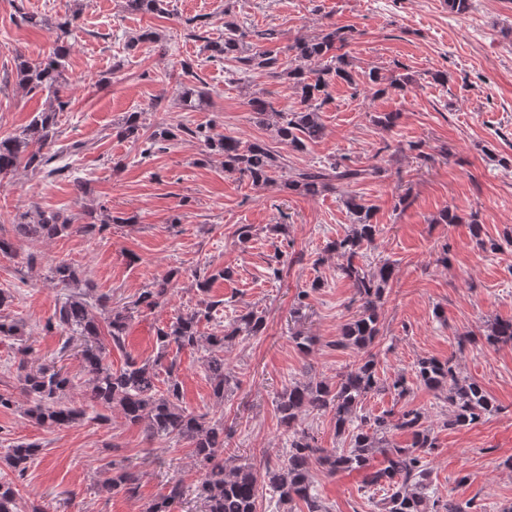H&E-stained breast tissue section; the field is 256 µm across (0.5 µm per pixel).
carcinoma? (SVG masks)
<instances>
[{
  "label": "carcinoma",
  "mask_w": 512,
  "mask_h": 512,
  "mask_svg": "<svg viewBox=\"0 0 512 512\" xmlns=\"http://www.w3.org/2000/svg\"><path fill=\"white\" fill-rule=\"evenodd\" d=\"M167 0H126L127 9L146 14L166 12ZM70 19L57 24L60 31L52 54L44 61L30 63L21 60L17 65L19 84L30 91H46L55 105L40 112L18 134L0 138V177L4 178L23 166L33 171H47L52 175L59 168L52 162L64 152L82 148L59 144L56 114L64 111L68 101L61 95V79L65 71L71 35ZM354 29L332 25L321 33L299 39L286 47L287 55H278L258 46L245 53L243 32L230 8L224 9V39L214 41L203 34L192 37L205 41L211 58L234 61L243 72L264 71L271 76L285 75L299 97V107L281 108L270 97L258 94L251 98V111L264 120L276 116L275 131L280 141L295 150H304L323 135L324 126L319 112L328 99L327 88L332 80L356 84L350 61L342 50L349 45ZM182 101L190 108L203 103V91L196 89L199 75L188 63L182 64ZM141 113L125 116L118 135L134 142L142 141V153L165 149L164 143L187 136L204 144L211 152L224 157V170L239 173L257 187L279 184L288 191L316 195L336 191L353 216L350 232L329 242L326 250L345 259L339 266L359 302L356 314L345 323L340 336L329 347L351 350L361 354L355 368L341 375L336 385L322 381H296L284 387L275 401L279 428L288 436V453L283 459L264 466L267 484L276 497L282 512H294L302 507L306 512H328L313 493L311 465L318 464L330 474L364 471L365 484L383 492L377 503V512H474V502L459 501L453 495L440 500L428 494L431 470L427 460L435 448L432 424L426 412L408 403L399 410H385L379 414H358V406L370 394L385 390L377 373V361L371 348L380 335L379 309L395 266L383 262L375 271H368L356 263L364 248L375 242L379 226L372 223L373 206L348 188L380 176V167H355L336 160L323 167H311L292 174L286 172L284 158L260 141L211 134V128L198 125L162 127L144 136ZM104 225L73 224L71 219L57 211H39L37 218L22 214L14 224V235L20 239L39 241L71 232H93ZM50 278L57 286L69 288L78 280L77 270L60 260L49 267ZM172 274L156 279L138 298L122 309H114L108 296L97 295L94 302L82 296H69L48 319L46 327H56L68 334L62 346L67 351L75 340L81 342L83 370L89 376L86 403L77 405L67 400L75 387L73 379L62 369L41 366L27 369V362L17 366L22 390L30 398L26 414L48 430L71 427L86 417V405H99L108 411L116 410L130 425L143 429L146 437L185 441L192 448V456L201 466L202 474L197 495L203 500L205 512H257L258 484L256 472L250 466L228 467L218 458L216 449L224 446V422L211 420L206 413L190 411L182 405V386L179 380L177 356L170 355L185 349L202 350L204 372L213 399L221 404L232 375L224 360V347L241 337L260 336L266 329L265 316L248 310L237 315L230 326L212 333L200 330L202 322L212 320L213 312L224 305L222 300H202L200 307L181 314L156 332L158 351L153 359L126 361L118 369L112 368L111 348L124 347V337L132 314L142 309L153 310L170 291ZM106 323L110 344L102 338L101 323ZM489 346L512 342V319H498L486 335ZM166 378L159 379V370ZM416 379L434 391L450 408L442 422L448 428H463L479 423L496 412L498 406L488 397L480 384L460 376L453 359L422 358L417 363ZM306 413L330 414L336 435L349 437L347 448H323L315 437L301 427V416ZM411 437L407 447L393 445L389 436L393 431ZM41 451L33 442H19L7 449L3 458L8 475L0 476V512H20L17 480L24 477ZM382 456L381 467L373 466L375 456ZM138 475L129 468L112 467V475L101 484L106 493L137 494ZM184 488L175 481L167 494L154 500L146 512H170L172 504L182 498Z\"/></svg>",
  "instance_id": "obj_1"
}]
</instances>
